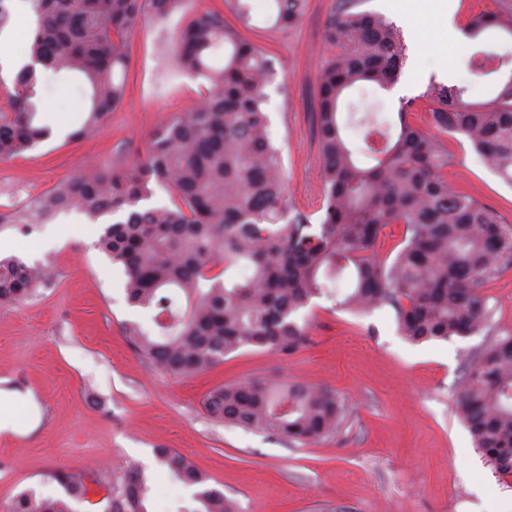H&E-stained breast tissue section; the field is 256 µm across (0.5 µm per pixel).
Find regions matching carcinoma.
<instances>
[{
  "mask_svg": "<svg viewBox=\"0 0 512 512\" xmlns=\"http://www.w3.org/2000/svg\"><path fill=\"white\" fill-rule=\"evenodd\" d=\"M31 60L56 74H79L91 107L74 137L100 132L124 101L128 40L146 15L163 20L184 0H30ZM245 30L258 16L252 0H222ZM267 29L286 31L300 18L299 0H266ZM336 0L326 38L336 47L318 75V144L323 199L318 219L288 203L281 150L266 110L267 53L208 11L182 31L178 68L202 80L203 99L164 122L144 157L125 166L94 167L58 183L36 203L13 213L15 224H45L62 212L90 219L114 214L97 248L123 266L129 304L148 325L126 333L157 371L190 376L245 347L290 356L308 341L301 312L314 299L365 314L393 312L411 342L448 340L485 328L490 309L484 283L512 264V225L471 196L448 188L450 157L437 134L464 135L483 163L512 186V75L491 99L465 100L468 89L430 81L419 96L400 98L394 121H358L361 144L347 139L342 106L358 84L390 90L407 63V46L385 16ZM494 32L512 42V4L481 12L466 33ZM504 57L476 51L477 76L498 72ZM38 77L31 65L14 80L11 109L0 112V159L33 149L52 131L39 124ZM423 104L430 130L411 122ZM162 189L173 206L137 207ZM403 226V247L377 254L383 230ZM44 264L0 257V304L29 297L52 278ZM344 279L347 288L338 291ZM208 411L229 426L287 442L311 443L338 432L344 409L337 396L307 384L251 379L222 386ZM485 462L512 476V336L499 337L469 364L455 397ZM156 465L190 490L179 512H239L238 503L172 448L154 449ZM45 481L63 493H19L5 512H74L92 485L89 468H58ZM107 512H153L146 468L128 465L105 488Z\"/></svg>",
  "mask_w": 512,
  "mask_h": 512,
  "instance_id": "cac0c4a2",
  "label": "carcinoma"
}]
</instances>
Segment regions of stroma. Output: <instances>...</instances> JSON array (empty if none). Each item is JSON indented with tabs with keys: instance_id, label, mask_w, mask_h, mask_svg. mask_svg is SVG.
I'll return each mask as SVG.
<instances>
[{
	"instance_id": "1",
	"label": "stroma",
	"mask_w": 512,
	"mask_h": 512,
	"mask_svg": "<svg viewBox=\"0 0 512 512\" xmlns=\"http://www.w3.org/2000/svg\"><path fill=\"white\" fill-rule=\"evenodd\" d=\"M395 2L363 0L361 8L401 27L412 55L400 81L414 97L436 74L433 59L415 53L434 31L425 21L407 27ZM221 6V0H187L164 21L140 20L128 43L124 103L92 137L69 138L86 117L84 81L46 74L39 118L54 134L0 160V205L19 209L92 167L142 157L159 123L190 111L201 93L200 80L172 60L182 28ZM334 8L335 0H305L293 28L250 35L271 59L266 108L283 152L288 200L308 212L319 209L323 195L316 74L335 52L326 38ZM32 19L29 0H11L10 20L0 29V101L13 91L12 63L27 54ZM477 49L468 40L456 48L443 79L466 86L471 102L489 98V78L468 66ZM444 143L449 187L512 225V187L465 136L448 135ZM109 222L72 212L46 224L0 223L10 254L54 269L49 285L0 306V391L33 394L40 418L28 433L0 435V512L26 489L58 494L43 478L50 470L85 466L108 480L131 462L153 468L157 448L185 455L241 512H512V476L493 472L453 409L467 365L494 338L512 334V264L485 283L492 320L469 336L412 343L386 311L355 315L316 299L302 312L309 341L294 355L245 347L207 372L171 376L153 370L124 330L146 316L127 302L122 267L95 247ZM273 376L336 393L346 411L339 431L288 444L224 425L204 407L216 387Z\"/></svg>"
}]
</instances>
